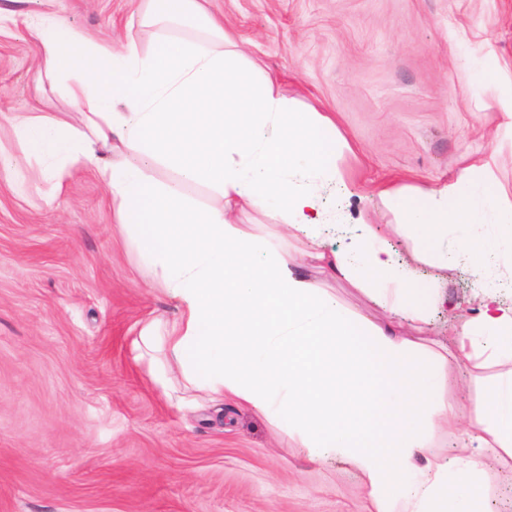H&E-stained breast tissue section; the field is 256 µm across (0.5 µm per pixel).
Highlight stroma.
<instances>
[{"label": "stroma", "mask_w": 512, "mask_h": 512, "mask_svg": "<svg viewBox=\"0 0 512 512\" xmlns=\"http://www.w3.org/2000/svg\"><path fill=\"white\" fill-rule=\"evenodd\" d=\"M245 64L280 94L330 113L347 139L343 207L376 224L398 253L385 188L427 191L486 164L512 204V0H207ZM139 0H21L0 24V512H375L357 471L313 462L287 429L199 391L165 351L137 354L148 323L179 312L149 285L138 251L94 167L75 166L54 204L16 116L77 120L36 72L33 25L57 12L100 39L157 31ZM318 288L353 313L371 304L307 264ZM453 368L445 397L469 422L482 378ZM164 373L167 388L154 382ZM486 512H512V458L485 476Z\"/></svg>", "instance_id": "1"}]
</instances>
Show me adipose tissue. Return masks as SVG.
Here are the masks:
<instances>
[{
  "instance_id": "obj_1",
  "label": "adipose tissue",
  "mask_w": 512,
  "mask_h": 512,
  "mask_svg": "<svg viewBox=\"0 0 512 512\" xmlns=\"http://www.w3.org/2000/svg\"><path fill=\"white\" fill-rule=\"evenodd\" d=\"M182 18L200 38L169 35ZM139 21L161 30L151 50L132 38L113 47L47 14L33 28L38 72L58 81L85 119L40 112L14 124L55 189L73 167L95 165L142 265L175 301L171 334L156 336L149 325L138 344L164 346L192 387L287 426L308 458L343 459L376 512H483L484 473L512 456V371L495 379L465 425L443 391L449 361L479 370L512 360V305L477 292L476 316L453 325L450 357L398 326L428 322L441 304L437 273L449 245L476 271L512 257V207L499 206L480 165L444 188L382 190L398 231L415 239V259L399 257L375 225L334 219L318 204L316 185L346 184L337 158L347 141L331 116L299 111L269 74L245 70L203 0H143ZM137 155L175 171L178 183L152 178ZM184 183L207 187L222 206L197 204ZM243 205L287 225L299 253L257 244L232 221ZM330 230L347 239L345 250L325 251ZM309 260L360 289L385 321L351 315L316 288L304 273ZM422 263L433 275L420 273ZM439 427L460 431L481 454H434Z\"/></svg>"
}]
</instances>
